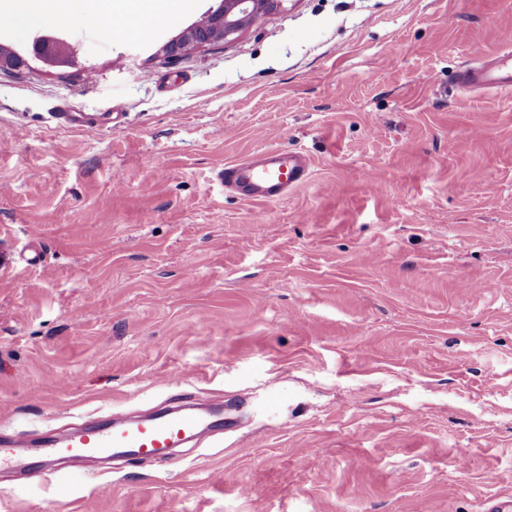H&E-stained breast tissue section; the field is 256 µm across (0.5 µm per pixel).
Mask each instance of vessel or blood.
<instances>
[{"instance_id": "b4317fda", "label": "vessel or blood", "mask_w": 512, "mask_h": 512, "mask_svg": "<svg viewBox=\"0 0 512 512\" xmlns=\"http://www.w3.org/2000/svg\"><path fill=\"white\" fill-rule=\"evenodd\" d=\"M465 90H481L499 95L512 93V35H505L494 58L469 65L458 74ZM61 123L93 133L102 119L87 112L60 107ZM311 177L310 161L303 153L285 148L269 149L260 157L225 166L220 178L225 187L251 201L272 202ZM232 416L217 419L211 411L160 412L120 421L104 420L67 435L47 439L41 460L18 457L13 445L0 442V457L14 459L17 468L28 470L31 478L45 474L47 461L55 458H162L171 449L192 439H207L219 426H231Z\"/></svg>"}]
</instances>
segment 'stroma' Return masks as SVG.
Returning a JSON list of instances; mask_svg holds the SVG:
<instances>
[{
    "label": "stroma",
    "instance_id": "stroma-1",
    "mask_svg": "<svg viewBox=\"0 0 512 512\" xmlns=\"http://www.w3.org/2000/svg\"><path fill=\"white\" fill-rule=\"evenodd\" d=\"M182 2L144 44L74 0L69 65L28 56L36 10L0 26V436L189 396L237 424L0 465V512H483L512 493V97L456 77L512 0H288L173 62L218 5ZM276 147L312 170L282 199L219 179ZM57 118L63 124L90 133L96 132L102 124V118L98 115L87 112H73V110L67 106H60L59 112H57Z\"/></svg>",
    "mask_w": 512,
    "mask_h": 512
}]
</instances>
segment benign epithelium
Here are the masks:
<instances>
[{
    "instance_id": "benign-epithelium-1",
    "label": "benign epithelium",
    "mask_w": 512,
    "mask_h": 512,
    "mask_svg": "<svg viewBox=\"0 0 512 512\" xmlns=\"http://www.w3.org/2000/svg\"><path fill=\"white\" fill-rule=\"evenodd\" d=\"M286 0H220L217 8L204 13L202 24L193 23L166 42L160 49L166 57L179 59L190 50L222 44L233 39L246 27L265 15L283 8ZM33 51L48 63H64L73 54L71 46L55 36L35 40ZM25 65L22 55L14 50H0V70Z\"/></svg>"
}]
</instances>
